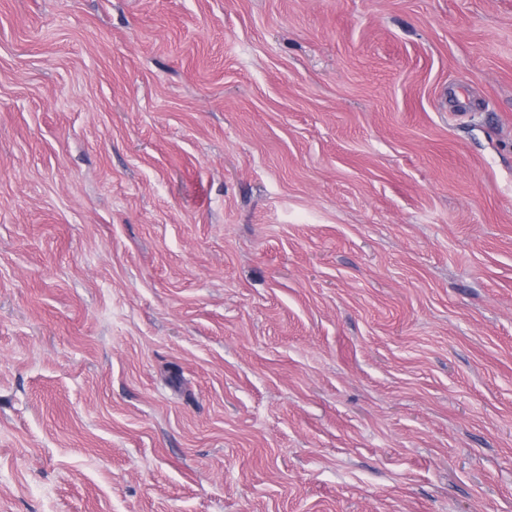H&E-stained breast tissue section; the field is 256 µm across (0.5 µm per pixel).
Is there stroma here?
I'll use <instances>...</instances> for the list:
<instances>
[{
    "instance_id": "35a3bbf8",
    "label": "stroma",
    "mask_w": 512,
    "mask_h": 512,
    "mask_svg": "<svg viewBox=\"0 0 512 512\" xmlns=\"http://www.w3.org/2000/svg\"><path fill=\"white\" fill-rule=\"evenodd\" d=\"M0 512H512V0H0Z\"/></svg>"
}]
</instances>
